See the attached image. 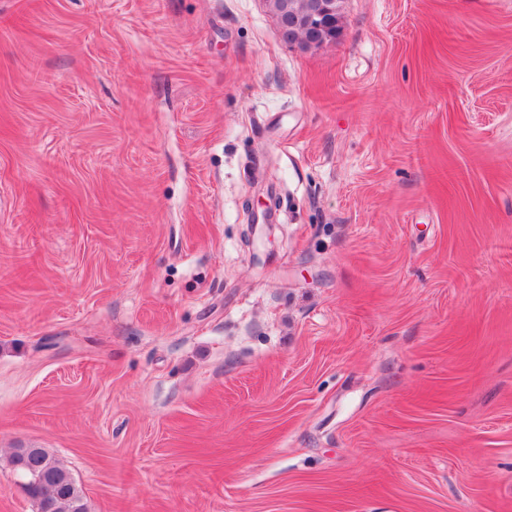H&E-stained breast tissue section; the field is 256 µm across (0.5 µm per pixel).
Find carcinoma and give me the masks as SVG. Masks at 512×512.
Here are the masks:
<instances>
[{
  "label": "carcinoma",
  "mask_w": 512,
  "mask_h": 512,
  "mask_svg": "<svg viewBox=\"0 0 512 512\" xmlns=\"http://www.w3.org/2000/svg\"><path fill=\"white\" fill-rule=\"evenodd\" d=\"M312 0H269L271 10L283 17L295 15L305 22ZM10 465L24 493L36 508L51 503V512H87L82 490L70 472L45 448L32 452L16 447Z\"/></svg>",
  "instance_id": "carcinoma-1"
}]
</instances>
